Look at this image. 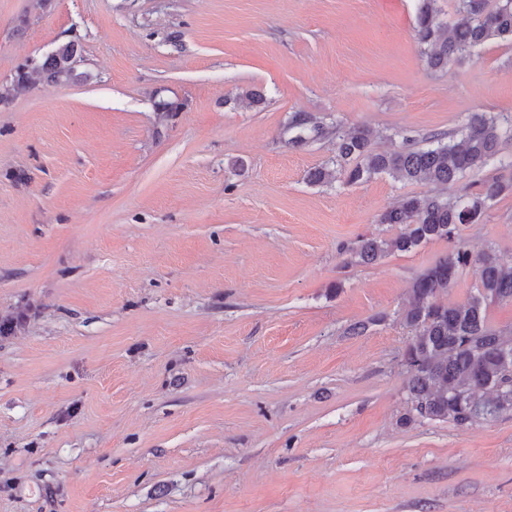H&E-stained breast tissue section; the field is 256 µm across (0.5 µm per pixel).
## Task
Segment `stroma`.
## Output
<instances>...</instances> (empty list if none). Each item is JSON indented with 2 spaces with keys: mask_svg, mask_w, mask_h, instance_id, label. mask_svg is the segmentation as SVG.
Listing matches in <instances>:
<instances>
[{
  "mask_svg": "<svg viewBox=\"0 0 512 512\" xmlns=\"http://www.w3.org/2000/svg\"><path fill=\"white\" fill-rule=\"evenodd\" d=\"M418 7L0 0V512H512V412L402 423L401 315L450 242L351 258L430 184H311L335 139L284 135L512 115V44L432 71ZM71 41L90 81L15 88ZM457 239L512 264V193ZM284 133H291L288 137V145L300 147L309 140L321 138L329 132L324 126L312 122L307 114L296 113L288 122Z\"/></svg>",
  "mask_w": 512,
  "mask_h": 512,
  "instance_id": "obj_1",
  "label": "stroma"
}]
</instances>
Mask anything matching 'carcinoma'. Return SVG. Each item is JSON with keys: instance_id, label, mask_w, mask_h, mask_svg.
<instances>
[{"instance_id": "obj_1", "label": "carcinoma", "mask_w": 512, "mask_h": 512, "mask_svg": "<svg viewBox=\"0 0 512 512\" xmlns=\"http://www.w3.org/2000/svg\"><path fill=\"white\" fill-rule=\"evenodd\" d=\"M455 19L445 22L436 0H421L416 36L429 68L443 70L490 41L512 43V0H456ZM81 54L69 42L41 60L23 64L16 85H27L36 72L55 84H68L82 76L77 72ZM288 145L300 147L327 134V129L305 113L288 122ZM512 137V118L507 125L485 112L473 113L458 143L449 135L430 136L431 146H407L393 152H377L371 146L372 131L356 128L336 131L333 168L310 173L312 183L340 180L353 185L388 173L407 183H429L436 191L411 195L385 211L382 224H398L391 238L366 237L352 251L358 263L374 264L395 251H410L431 239L452 240L460 224L483 222L490 203L512 183L485 181L465 197L451 194L465 174L483 168L499 152L501 138ZM474 271L478 284L461 303H445L439 294L453 287L463 270ZM412 301L403 322L412 332L406 347L407 414L403 424L421 420L452 422L467 427L489 421L512 410V335L487 325L486 309L492 303L512 302V266L505 265L492 248L473 253L457 243L428 267L410 288Z\"/></svg>"}]
</instances>
